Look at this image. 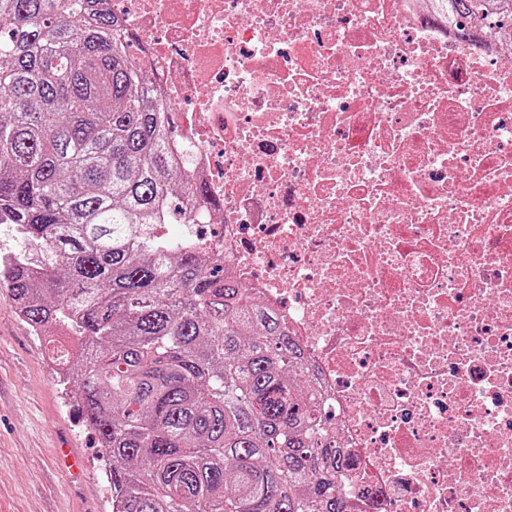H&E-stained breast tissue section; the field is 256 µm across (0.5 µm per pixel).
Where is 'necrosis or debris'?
<instances>
[{
  "mask_svg": "<svg viewBox=\"0 0 512 512\" xmlns=\"http://www.w3.org/2000/svg\"><path fill=\"white\" fill-rule=\"evenodd\" d=\"M357 512H512V54L429 0H112Z\"/></svg>",
  "mask_w": 512,
  "mask_h": 512,
  "instance_id": "1",
  "label": "necrosis or debris"
}]
</instances>
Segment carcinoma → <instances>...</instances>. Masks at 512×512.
I'll use <instances>...</instances> for the list:
<instances>
[{
	"label": "carcinoma",
	"mask_w": 512,
	"mask_h": 512,
	"mask_svg": "<svg viewBox=\"0 0 512 512\" xmlns=\"http://www.w3.org/2000/svg\"><path fill=\"white\" fill-rule=\"evenodd\" d=\"M0 0V224L41 246L0 295L46 339L112 512H354L307 357L224 259L162 227L212 206L109 0ZM464 39L512 0H439Z\"/></svg>",
	"instance_id": "obj_1"
}]
</instances>
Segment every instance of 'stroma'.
Here are the masks:
<instances>
[{"instance_id":"stroma-1","label":"stroma","mask_w":512,"mask_h":512,"mask_svg":"<svg viewBox=\"0 0 512 512\" xmlns=\"http://www.w3.org/2000/svg\"><path fill=\"white\" fill-rule=\"evenodd\" d=\"M75 449L81 472L56 451ZM98 436L58 383L29 326L0 299V507L5 512H110Z\"/></svg>"}]
</instances>
